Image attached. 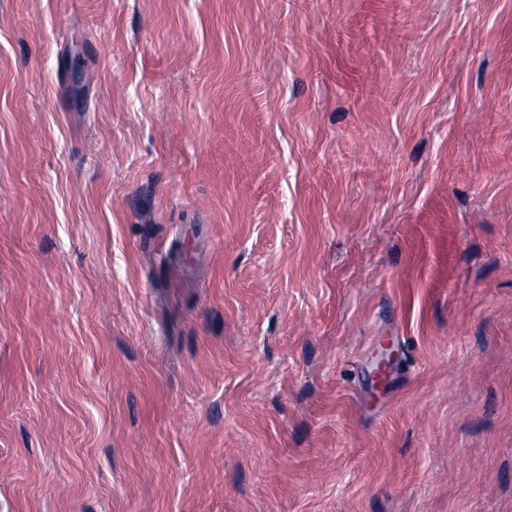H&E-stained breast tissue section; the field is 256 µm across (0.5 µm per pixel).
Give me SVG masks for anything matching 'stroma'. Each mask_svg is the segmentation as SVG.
Instances as JSON below:
<instances>
[{"label": "stroma", "instance_id": "1", "mask_svg": "<svg viewBox=\"0 0 512 512\" xmlns=\"http://www.w3.org/2000/svg\"><path fill=\"white\" fill-rule=\"evenodd\" d=\"M0 512H512V0H0Z\"/></svg>", "mask_w": 512, "mask_h": 512}]
</instances>
